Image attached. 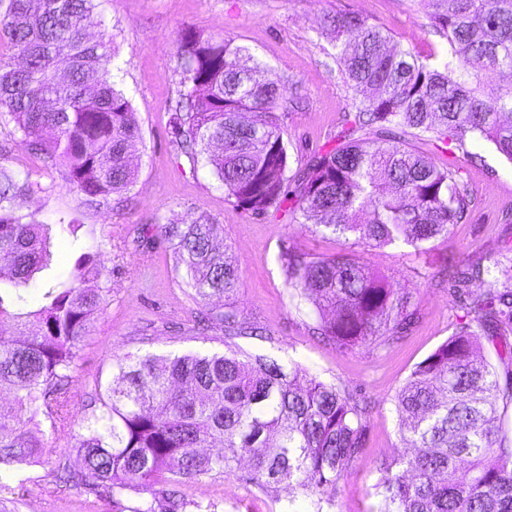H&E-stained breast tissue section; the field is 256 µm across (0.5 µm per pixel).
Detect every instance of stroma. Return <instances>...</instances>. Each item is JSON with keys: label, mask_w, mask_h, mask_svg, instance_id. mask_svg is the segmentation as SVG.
Returning a JSON list of instances; mask_svg holds the SVG:
<instances>
[{"label": "stroma", "mask_w": 512, "mask_h": 512, "mask_svg": "<svg viewBox=\"0 0 512 512\" xmlns=\"http://www.w3.org/2000/svg\"><path fill=\"white\" fill-rule=\"evenodd\" d=\"M98 9L114 35L121 85L141 129L134 186L108 203L85 206L60 171L22 140L12 122L0 119V165L32 172L41 184L40 190L16 200V213L48 224L64 216L79 225L74 237L53 238L51 268L25 288L26 301H38L58 283L60 268L72 267L82 250L101 246V260L112 272L110 303L94 318L69 382L77 391L70 406L73 420L89 416L94 383L111 380L116 358L125 353L223 352L224 334L199 321L201 305L186 287L172 248L157 242L145 257L133 249L134 238L149 225L206 218L222 225L218 243L239 271L235 301L240 317L264 329L263 335L238 338V345L251 354L296 360L318 380L353 393L369 408L364 448L333 502L320 506L315 497L286 486L261 490L227 474L177 485L185 512H377L380 466L403 449L394 397L416 366L458 330L464 314L451 289L455 268L491 255L512 257V164L481 141L460 147L429 134L414 138L417 150L455 171L474 205L465 220L426 243L423 252L376 247L322 234L295 222L285 210L258 219L238 207L205 170H191L176 149L169 108L180 90L176 40L181 29L233 38L288 89L276 114L288 146L289 171L297 173L338 145L356 112L333 44L321 30L323 16L361 15L382 27L392 43L440 56L446 42L430 32L424 0H98ZM287 248L314 259L343 252L360 258L387 276L396 291L408 294L415 313L412 326L385 347L342 349L323 340L314 331L312 306L285 285L281 254ZM77 463L62 443L50 463L26 468L28 483H20L15 472L0 470V483L17 489V500L6 504V512L35 507L40 512H129L140 502L134 492L112 502L60 484L59 465Z\"/></svg>", "instance_id": "35a3bbf8"}]
</instances>
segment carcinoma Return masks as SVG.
<instances>
[{
  "instance_id": "carcinoma-1",
  "label": "carcinoma",
  "mask_w": 512,
  "mask_h": 512,
  "mask_svg": "<svg viewBox=\"0 0 512 512\" xmlns=\"http://www.w3.org/2000/svg\"><path fill=\"white\" fill-rule=\"evenodd\" d=\"M430 24L446 40L433 60L391 44L384 30L355 14L324 18L335 60L357 109L344 141L288 177L289 153L274 110L286 87L266 64L222 35L184 28L177 40L179 100L169 126L191 167L208 169L237 205L255 216L290 207L298 223L378 247L422 244L448 234L473 207L456 172L439 167L402 134L415 130L463 145L488 142L512 164V83L485 79L512 71V0H428ZM19 66L0 57V116L35 151L63 169L69 187L96 207L135 182L132 156L142 139L131 99L119 86L113 35L97 0H0V37ZM376 126L373 138L356 133ZM296 182L294 194L288 183ZM40 183L0 166V469L20 470L66 441L79 468L67 483L101 499L143 490L152 500L130 512H184L168 486L213 472L259 488L284 484L330 503L363 449L366 406L308 376L299 363L252 356L235 337L258 326L229 303L238 270L217 248L220 224H154L136 250L158 239L173 247L186 284L201 301L224 297L211 320L224 328V353L195 351L161 359L127 353L112 384L95 385L101 411L74 431L68 382L91 320L112 288L100 249L82 252L42 303L16 312L23 289L48 266L51 233H75V220L24 222L18 196ZM286 286L307 300L317 333L344 348L387 343L412 322L408 301L348 254L312 259L281 255ZM500 260L471 265L483 291L464 303L471 319L412 371L395 397L404 450L376 484L380 512H512V447L500 402L512 401V374L476 354L480 338L512 365V278ZM95 288H86L89 281ZM49 421L50 435L40 429ZM221 445L216 454L201 452Z\"/></svg>"
}]
</instances>
